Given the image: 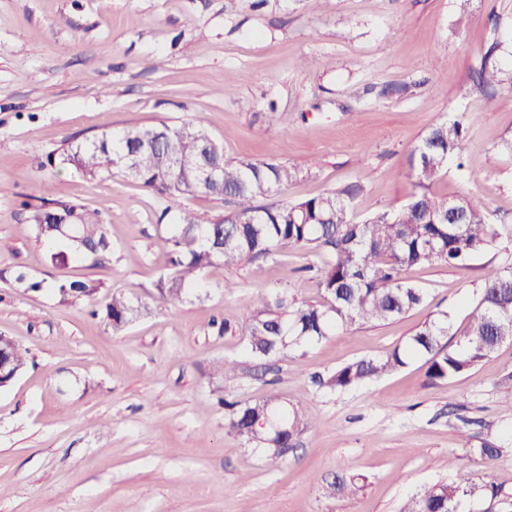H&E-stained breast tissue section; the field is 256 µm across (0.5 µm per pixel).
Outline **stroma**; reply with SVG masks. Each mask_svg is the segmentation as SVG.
Here are the masks:
<instances>
[{
  "label": "stroma",
  "mask_w": 512,
  "mask_h": 512,
  "mask_svg": "<svg viewBox=\"0 0 512 512\" xmlns=\"http://www.w3.org/2000/svg\"><path fill=\"white\" fill-rule=\"evenodd\" d=\"M489 52L502 70L490 103L471 78ZM454 118L467 126L464 164L432 192L471 196L492 223L512 225L501 147L512 135V0H0V335L29 351L0 389V512H400L439 481L494 483L478 512H512V454L489 469L460 438L512 443V344L435 385L421 358L344 393L312 382L392 349L434 312L462 332L512 238L460 266L404 271L424 305L274 358L266 373L247 349L246 312L260 290L320 301L298 271L303 252L213 267L205 288L161 301L159 215L221 213L223 200L165 199L48 163L73 140L186 123L226 157L302 168L285 200L361 184V219L408 200L412 147ZM55 197L101 210L112 239L102 264L50 261L32 215ZM19 270L42 289L18 288ZM87 279L101 284L91 301L55 289ZM128 291L140 311L116 333L103 311ZM272 392L297 398L314 423L276 461L225 430L218 402ZM338 475L361 477L362 490L331 494Z\"/></svg>",
  "instance_id": "1"
}]
</instances>
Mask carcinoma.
Returning a JSON list of instances; mask_svg holds the SVG:
<instances>
[{"mask_svg": "<svg viewBox=\"0 0 512 512\" xmlns=\"http://www.w3.org/2000/svg\"><path fill=\"white\" fill-rule=\"evenodd\" d=\"M500 68L484 57L474 71L482 92L499 83ZM465 138L460 119L431 128L411 150L405 178L414 191L400 209L380 211L356 221L354 199L359 184H349L302 201L264 205L301 170L290 163L266 160H230L220 142L206 131L186 124L161 122L120 132L103 133L70 145L61 163L95 180L120 173L162 198L205 195L222 198L232 208L222 215L184 209L168 224V271L155 284L164 301H179L202 287L206 272L215 266L237 267L256 259L274 260L291 248L314 258L303 267L313 273L322 293L319 304L298 303L285 295L255 294L245 328L247 348L259 358L278 356L290 349L319 343L352 328L402 318L426 302L423 289L402 280L409 268L457 266L494 246L512 227L489 221L486 208L462 195L452 200L435 196L431 185L460 159ZM208 158L222 171L216 182L195 167ZM32 220L44 241H67L73 256L105 257L112 253L101 212L66 198L44 199ZM98 290L92 281H62V297L91 298ZM138 307L134 294L112 296L105 318L117 332L132 320ZM452 330L450 315L438 312L419 324L403 343L382 355L346 363L319 385L331 392L376 380L405 367L413 358H426V376L433 384L457 377L490 357L504 343H512V262L484 281L477 304L467 316L456 343L444 341ZM13 367L23 369L28 350L7 337ZM229 410L228 431L272 459L284 458L274 446H285L312 427L294 398L277 395L238 403L224 401ZM476 455L489 468L508 448L495 437L484 438ZM332 492L355 495L361 489L356 476H341ZM492 484L461 486L437 482L421 489L402 512H459L464 501L479 502L497 496Z\"/></svg>", "mask_w": 512, "mask_h": 512, "instance_id": "obj_1", "label": "carcinoma"}]
</instances>
